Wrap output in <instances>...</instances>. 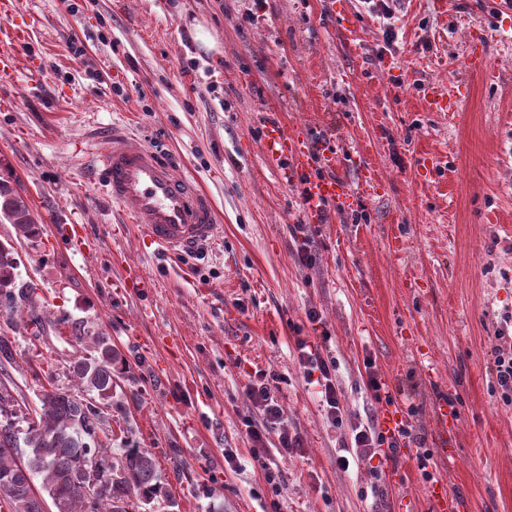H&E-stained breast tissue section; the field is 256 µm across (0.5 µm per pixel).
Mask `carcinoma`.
Returning <instances> with one entry per match:
<instances>
[{"label": "carcinoma", "mask_w": 512, "mask_h": 512, "mask_svg": "<svg viewBox=\"0 0 512 512\" xmlns=\"http://www.w3.org/2000/svg\"><path fill=\"white\" fill-rule=\"evenodd\" d=\"M0 212L24 236L36 235L26 201L1 182ZM15 269L13 247L0 242V316L12 321L24 312L25 329L35 326L32 336H43L52 327L43 318L45 300L32 282L16 287ZM75 341L85 345L69 363L75 390L55 385L53 355L41 352L48 385L35 408L0 384V510L46 512L50 501L56 512H133L167 497L152 451L129 439L112 447L110 414L90 401L112 397L127 372L122 355L98 329L80 330Z\"/></svg>", "instance_id": "cac0c4a2"}]
</instances>
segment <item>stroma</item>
<instances>
[{"label": "stroma", "mask_w": 512, "mask_h": 512, "mask_svg": "<svg viewBox=\"0 0 512 512\" xmlns=\"http://www.w3.org/2000/svg\"><path fill=\"white\" fill-rule=\"evenodd\" d=\"M30 22L33 74L0 86V180L38 228L24 237L0 214L16 282L43 290L60 332L33 338L0 317L9 369L28 404L41 390L35 355L72 384L81 350L71 326L106 331L129 374L112 392V426L152 449L173 512H430L414 450L345 472V437L327 423L297 362L295 332L316 311L332 336L341 402L384 426L409 416L460 512H512V404L494 359L512 343V0H399L385 44L359 0H18ZM207 26L214 65L195 39ZM489 35L495 81L468 70L472 30ZM82 47L76 56L74 47ZM466 88L458 111H432L425 88ZM288 133L324 139L347 187L311 217L299 182L281 184L260 153L261 112ZM126 126L167 149L214 198L223 234L177 262L153 252L87 166L89 139ZM372 183H364L365 170ZM311 237L298 260L292 225ZM372 357L398 393L363 385ZM438 366L436 375L425 369ZM276 374L282 425L302 449L279 491L254 462L244 424L256 371ZM458 422L436 449L434 411ZM236 451L237 469L224 466Z\"/></svg>", "instance_id": "obj_1"}]
</instances>
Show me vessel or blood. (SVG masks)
I'll return each instance as SVG.
<instances>
[{"label":"vessel or blood","mask_w":512,"mask_h":512,"mask_svg":"<svg viewBox=\"0 0 512 512\" xmlns=\"http://www.w3.org/2000/svg\"><path fill=\"white\" fill-rule=\"evenodd\" d=\"M16 0H0V15L12 17L11 26L0 28V42L9 51L0 52V84L15 82L33 70L28 51L29 24L15 20ZM483 31L471 33L474 45L468 57L470 68L489 76ZM261 149L267 161L276 163L280 182H288L295 171L312 162L310 146L300 137L289 135L277 113L264 116ZM95 172L103 181L105 194L128 209L129 223L139 225L141 234L156 251L166 257L189 258L212 246L219 238L212 198L191 175H176L172 159L162 150L134 143L127 129L113 127L97 143ZM343 183L316 180L309 184L307 206L316 210L325 200L343 194Z\"/></svg>","instance_id":"b4317fda"}]
</instances>
